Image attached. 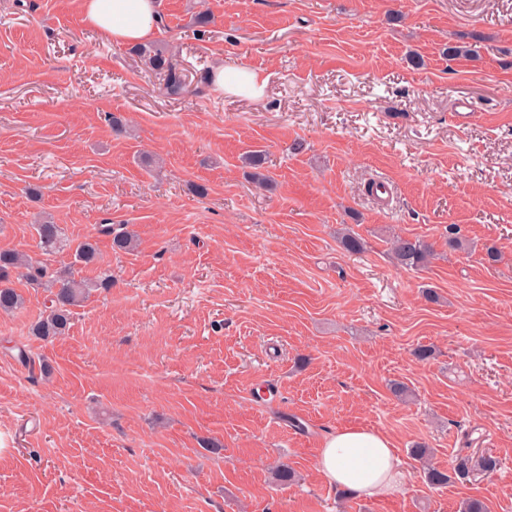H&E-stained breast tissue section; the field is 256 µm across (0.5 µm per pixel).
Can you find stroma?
Returning a JSON list of instances; mask_svg holds the SVG:
<instances>
[{
	"instance_id": "35a3bbf8",
	"label": "stroma",
	"mask_w": 512,
	"mask_h": 512,
	"mask_svg": "<svg viewBox=\"0 0 512 512\" xmlns=\"http://www.w3.org/2000/svg\"><path fill=\"white\" fill-rule=\"evenodd\" d=\"M157 4L198 94H165L79 0H0V250L112 277L47 340L31 333L47 289L12 281L0 512H512V0ZM220 62L261 71L264 96L200 85ZM252 151L273 188L252 182ZM47 214L62 242L45 256ZM395 234L434 259L399 267ZM87 238L90 266L74 259ZM346 426L391 437L399 491L325 484L320 442ZM416 443L441 469L501 466L435 487Z\"/></svg>"
}]
</instances>
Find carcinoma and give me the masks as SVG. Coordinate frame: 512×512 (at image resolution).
Here are the masks:
<instances>
[{
    "instance_id": "1",
    "label": "carcinoma",
    "mask_w": 512,
    "mask_h": 512,
    "mask_svg": "<svg viewBox=\"0 0 512 512\" xmlns=\"http://www.w3.org/2000/svg\"><path fill=\"white\" fill-rule=\"evenodd\" d=\"M136 55L149 69L165 76L166 94L181 96L190 93L182 74L177 56L165 45L149 43L136 47ZM249 164L254 169V178L262 186L268 181L266 174V155L253 154ZM38 246L45 254L53 252L60 244V228L51 220H42L36 225ZM102 232L113 235L112 247L118 251H127L133 246V237L128 232L112 233V226L102 225ZM391 253L396 263L406 268L425 266L433 256V246L421 239L396 236L391 241ZM75 261L84 265H93L98 260L96 244L85 240L75 248ZM18 273L27 282L37 287L47 288L51 293V307L32 328V333L42 339L59 336L69 328L71 308L78 305L92 288H109L112 278L109 275L96 280H76L68 276L54 275L44 263L10 250H0V311L12 312L23 305V298L12 287V273ZM500 466V461L485 456L473 462L469 456H457L448 470L429 466L425 471L428 484L444 486L455 479L465 480L473 468L492 473Z\"/></svg>"
}]
</instances>
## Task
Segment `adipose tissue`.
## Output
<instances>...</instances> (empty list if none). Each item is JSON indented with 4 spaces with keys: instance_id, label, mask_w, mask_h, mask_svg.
<instances>
[{
    "instance_id": "1",
    "label": "adipose tissue",
    "mask_w": 512,
    "mask_h": 512,
    "mask_svg": "<svg viewBox=\"0 0 512 512\" xmlns=\"http://www.w3.org/2000/svg\"><path fill=\"white\" fill-rule=\"evenodd\" d=\"M84 22L106 33L114 43L135 45L150 41L161 28L156 0H81ZM267 79L243 65H223L213 73L217 94L261 98ZM325 483L362 498L394 494L404 473L391 439L382 431L350 426L328 433L317 457Z\"/></svg>"
}]
</instances>
